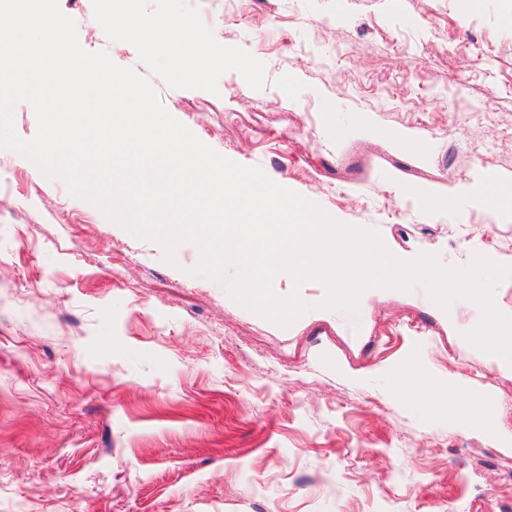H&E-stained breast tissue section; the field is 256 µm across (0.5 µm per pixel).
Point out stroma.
I'll list each match as a JSON object with an SVG mask.
<instances>
[{
  "label": "stroma",
  "mask_w": 512,
  "mask_h": 512,
  "mask_svg": "<svg viewBox=\"0 0 512 512\" xmlns=\"http://www.w3.org/2000/svg\"><path fill=\"white\" fill-rule=\"evenodd\" d=\"M100 0H59L81 46L149 79L203 143L377 229L409 260L512 265V0H139L224 55L172 70ZM0 512H512V365L464 337L468 300L370 289L282 328L163 261L0 150ZM436 208H427L426 199ZM475 394L458 414L401 370Z\"/></svg>",
  "instance_id": "35a3bbf8"
}]
</instances>
